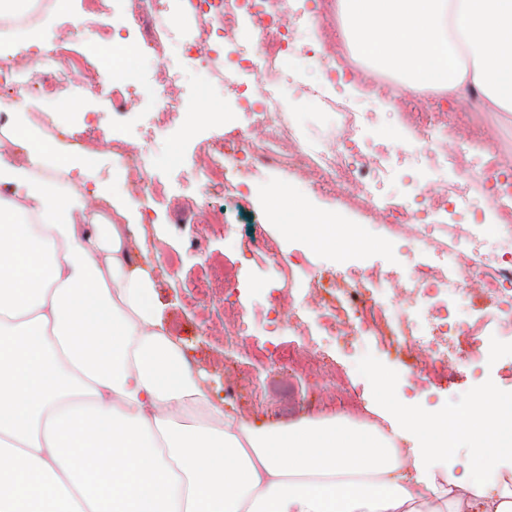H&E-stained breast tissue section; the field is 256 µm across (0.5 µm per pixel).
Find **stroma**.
<instances>
[{
  "label": "stroma",
  "instance_id": "stroma-1",
  "mask_svg": "<svg viewBox=\"0 0 512 512\" xmlns=\"http://www.w3.org/2000/svg\"><path fill=\"white\" fill-rule=\"evenodd\" d=\"M122 31L114 35L112 52L107 59L108 69L114 76L127 79L134 85H162L163 67L151 54L137 52L136 47L148 24L142 15L126 14L122 17ZM290 79L279 90L290 112L295 113L297 123L311 139L322 143L331 141L336 134V114L321 107L310 88L321 82L320 67L311 59L296 55L288 61ZM387 86L365 89L361 85H342L340 95L361 112L372 115L371 130L360 144L363 153H370L380 133L391 120ZM184 101L186 111L197 113L198 119L191 135H184L180 127L152 132L153 105L148 97L138 98L136 104L124 115L112 110L107 89H96L86 95L80 114L61 116L60 101L54 97L42 98L30 105L32 112L53 119H65L74 130L89 141L96 155L86 169L83 180L86 189L110 182L114 165L110 138L120 134L126 137L131 150H150L156 161L155 174L165 181L171 194L199 198L198 183L185 178V171L199 160L203 142L223 137V122L212 120L215 112L240 111L242 103L234 93L204 70H187L182 74L177 90ZM392 154V174L386 182V193L393 200H401L409 182H436L440 173L413 158L405 157L404 146L389 142ZM253 182L268 186V194L252 193L247 209H240L229 199L212 194L211 202L220 221L230 224H260L266 233L282 237L284 222L272 204L271 193L285 187L293 195L308 201L311 212L332 215L336 212L333 197L314 192L308 181L295 179L294 175L281 171L262 170L252 177ZM149 223L134 226L133 234L145 236L150 257H161L164 270L156 275V292L165 307L168 328L185 351L190 366L210 376L211 398L223 404L246 422L264 426L274 422L292 423L307 412L303 399H296L291 407H283L270 399H243L234 401L226 396L227 390L242 386L244 378L253 377L254 369L248 359L240 363L227 362L224 356L225 340L221 333L208 330L206 320L223 316V283H216L215 296L200 299L191 291L188 280L208 256L224 253L220 236L207 240L203 249L191 246L198 226L191 210H173L166 204H154L149 211ZM363 212L353 211L343 216V224L352 229L353 236L346 250L354 261H364L392 271L395 276L406 274L418 262L415 254L386 251L378 247L373 234L358 232L357 227L366 223ZM287 237V236H284ZM288 251L305 253L308 263L302 271L303 279L317 275H333L344 272L336 252L329 247L311 249L304 240L289 236ZM238 281L246 289L241 299L248 310L262 311L269 306L267 291L276 287L275 273L270 261L258 251H248L237 258ZM320 347L326 361L332 362L345 372L350 380L351 392L358 406H366L368 400L377 399L393 412L407 417L413 412L444 411L453 407L471 408L475 397L486 393L512 392V348L504 346L496 358L478 366H456L447 379L419 390L412 389L407 380L415 370L416 361L408 356L389 352L371 336H350L335 339L320 337ZM375 363L373 373H364L360 365L364 358Z\"/></svg>",
  "mask_w": 512,
  "mask_h": 512
}]
</instances>
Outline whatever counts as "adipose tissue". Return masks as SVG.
<instances>
[{
  "mask_svg": "<svg viewBox=\"0 0 512 512\" xmlns=\"http://www.w3.org/2000/svg\"><path fill=\"white\" fill-rule=\"evenodd\" d=\"M336 26L411 89L512 112V0H336ZM12 140L29 163L0 152V512H512L511 393L479 396L482 424L245 423L170 336L136 206L70 191L74 164L24 121Z\"/></svg>",
  "mask_w": 512,
  "mask_h": 512,
  "instance_id": "1",
  "label": "adipose tissue"
}]
</instances>
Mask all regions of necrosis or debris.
I'll return each instance as SVG.
<instances>
[{
	"label": "necrosis or debris",
	"mask_w": 512,
	"mask_h": 512,
	"mask_svg": "<svg viewBox=\"0 0 512 512\" xmlns=\"http://www.w3.org/2000/svg\"><path fill=\"white\" fill-rule=\"evenodd\" d=\"M131 11L157 18L160 29L143 41L144 48L160 56L168 86L156 94L154 126L163 131L173 124L192 129L196 115L182 109L170 87L184 68H204L245 100L248 123L236 136L213 144L192 177L210 189L220 183L229 196L240 195L250 175L258 169L299 173L313 171L320 191L333 193L341 210H362L385 231L381 247L393 249L410 242L424 254L403 281L391 273L367 269L348 280L328 284L310 280L306 300L297 307L286 304L285 294L273 305L287 306L269 323L302 333L316 323L326 335L337 338L367 333L397 349L415 353L420 371L415 384L444 376L450 364L486 362L496 346L512 343V165L498 162L489 138L477 135L481 103L468 95L457 107L455 120L442 124L435 113L407 107L396 94L397 112L388 131L392 140L420 149L431 168L448 169L454 178L413 190L406 201L392 203L381 189L390 174L386 148L372 155L360 152L370 120L336 96L342 76L332 63L351 57L343 42L298 46L295 25L288 19V0H127ZM193 16L192 36H184L182 15ZM182 43L180 59L169 60L162 51L168 41ZM305 51L324 68L326 86L317 91L320 103L337 115L334 141L321 146L307 140L286 110L278 88L286 79L288 56ZM38 75L24 63L0 57V127L26 102L59 93L70 83L68 60L59 49L38 52ZM260 71L255 83H242L241 74ZM80 85L86 89L108 86L115 112L124 111L136 98L131 84L107 82L95 55L84 61ZM289 152H282V145ZM117 168L132 176L134 198L143 205L157 202L164 188L153 174V158L146 152H129L123 141L112 143ZM505 235L502 253L488 256L479 246L486 226ZM478 286L485 315L459 322L456 300ZM258 390L290 399L299 379L315 375L314 387L327 401L348 405L350 395L342 378L318 360L315 341L275 352L259 348L252 356Z\"/></svg>",
	"instance_id": "necrosis-or-debris-1"
}]
</instances>
